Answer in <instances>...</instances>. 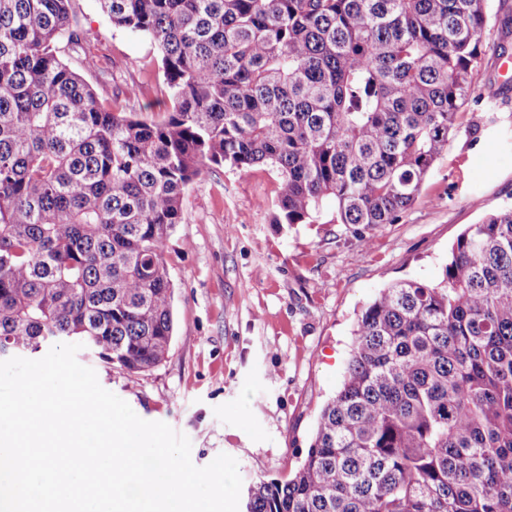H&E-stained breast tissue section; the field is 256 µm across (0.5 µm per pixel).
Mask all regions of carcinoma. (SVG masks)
<instances>
[{"label":"carcinoma","mask_w":512,"mask_h":512,"mask_svg":"<svg viewBox=\"0 0 512 512\" xmlns=\"http://www.w3.org/2000/svg\"><path fill=\"white\" fill-rule=\"evenodd\" d=\"M75 0H0V350L75 337L127 372L167 360L165 253L188 188L263 165L276 224H396L476 98L489 0H100L160 54L167 118L106 108ZM336 203L326 215L323 202ZM247 512H512V206L437 284L382 289L341 389Z\"/></svg>","instance_id":"carcinoma-1"}]
</instances>
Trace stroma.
<instances>
[{
	"mask_svg": "<svg viewBox=\"0 0 512 512\" xmlns=\"http://www.w3.org/2000/svg\"><path fill=\"white\" fill-rule=\"evenodd\" d=\"M482 112L461 119L445 155L396 224L362 248L341 224L273 223L279 181L267 167L213 169L191 185L165 261L174 286L168 359L139 375L79 351L100 385L147 421L191 441L203 467L238 462L243 486L287 480L306 457L319 414L340 388L361 310L392 283H438L448 251L469 225L512 205V0H491ZM95 57L72 68L106 107L160 121L163 73L149 41L114 28L99 0H76Z\"/></svg>",
	"mask_w": 512,
	"mask_h": 512,
	"instance_id": "obj_1",
	"label": "stroma"
}]
</instances>
